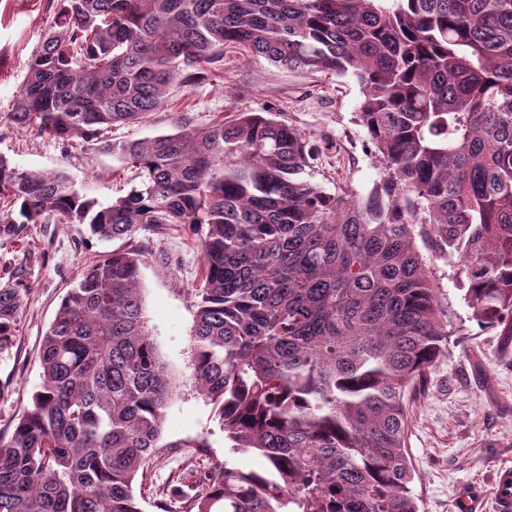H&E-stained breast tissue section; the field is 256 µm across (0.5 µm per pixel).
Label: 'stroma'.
Returning a JSON list of instances; mask_svg holds the SVG:
<instances>
[{
    "instance_id": "stroma-1",
    "label": "stroma",
    "mask_w": 512,
    "mask_h": 512,
    "mask_svg": "<svg viewBox=\"0 0 512 512\" xmlns=\"http://www.w3.org/2000/svg\"><path fill=\"white\" fill-rule=\"evenodd\" d=\"M58 11L59 0H0V154L27 170L63 171L84 195L107 203L130 191L132 170L90 144L63 145L4 118ZM361 99L353 78L289 70L228 48L223 76L208 74L194 86H173L166 107L139 123L113 127L111 138L137 140L268 110L314 147L306 179L329 193L350 190L364 196L384 170L358 120ZM131 242L143 259L147 326L175 391L158 449L137 478L134 494L143 512H187L186 495L198 477L225 463L258 470L265 460L230 448L215 406L195 389L192 290L201 282L204 264L194 233L175 224L139 231ZM115 247V241L92 237L82 224H31L0 233V287L12 283L22 268L29 288L16 331L0 346V432L13 429L38 389L41 340L62 298L87 265ZM422 253L464 333L407 404L406 442L419 475V512H454V493L464 485L479 488L482 512H493L495 472L512 466V351H505L496 330L473 318L457 288L456 265L430 248Z\"/></svg>"
}]
</instances>
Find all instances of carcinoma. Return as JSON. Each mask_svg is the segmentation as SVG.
Wrapping results in <instances>:
<instances>
[{"mask_svg": "<svg viewBox=\"0 0 512 512\" xmlns=\"http://www.w3.org/2000/svg\"><path fill=\"white\" fill-rule=\"evenodd\" d=\"M60 2L7 119L92 142L137 184L104 205L0 154V224L196 232L197 390L230 448L268 465L205 475L192 512H419L406 398L456 329L416 240L456 260L473 317L512 344V0ZM226 45L356 79L385 170L367 197L304 179L308 142L263 113L102 138L221 70ZM141 264L114 249L62 299L39 389L0 433V512H141L133 482L174 396ZM27 293L20 277L0 288V340Z\"/></svg>", "mask_w": 512, "mask_h": 512, "instance_id": "1", "label": "carcinoma"}]
</instances>
